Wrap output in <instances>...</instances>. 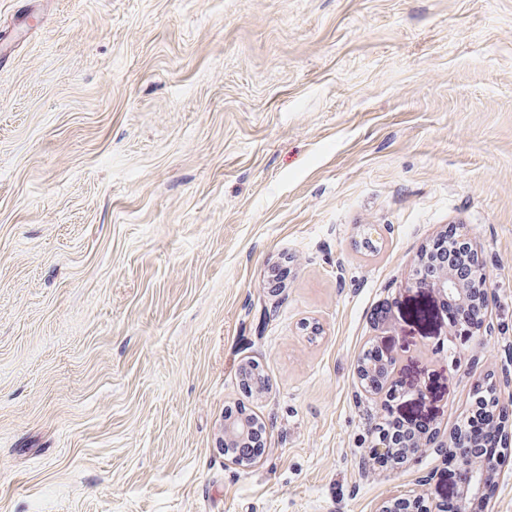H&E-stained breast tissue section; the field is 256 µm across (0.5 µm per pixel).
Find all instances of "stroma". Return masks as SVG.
Listing matches in <instances>:
<instances>
[{
    "mask_svg": "<svg viewBox=\"0 0 512 512\" xmlns=\"http://www.w3.org/2000/svg\"><path fill=\"white\" fill-rule=\"evenodd\" d=\"M451 224L492 312L454 372L407 285ZM373 345L441 437L476 383L512 394V0H0V512L445 500L440 449L369 456ZM252 427L249 426L246 418L225 419L221 428L220 448H224V455L245 456L255 452H263L265 444L263 441V431L258 426V431L251 439L249 448H234L224 445L225 443L244 446L247 441Z\"/></svg>",
    "mask_w": 512,
    "mask_h": 512,
    "instance_id": "35a3bbf8",
    "label": "stroma"
}]
</instances>
